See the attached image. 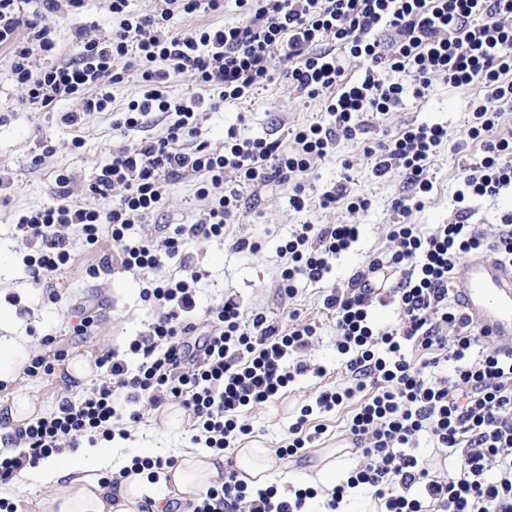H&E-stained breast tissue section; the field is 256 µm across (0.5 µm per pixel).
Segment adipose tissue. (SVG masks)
<instances>
[{
    "label": "adipose tissue",
    "instance_id": "1",
    "mask_svg": "<svg viewBox=\"0 0 512 512\" xmlns=\"http://www.w3.org/2000/svg\"><path fill=\"white\" fill-rule=\"evenodd\" d=\"M218 461L215 453L187 450L181 452L175 467L161 472L157 483H150L146 474L133 472L119 484H104L98 474L112 467V444L101 441L70 453L65 466L42 461L32 474L41 484L59 488L47 512H140L148 499L153 502L152 512H162L168 497L184 503L194 500L217 476Z\"/></svg>",
    "mask_w": 512,
    "mask_h": 512
}]
</instances>
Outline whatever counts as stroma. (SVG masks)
<instances>
[{
	"label": "stroma",
	"mask_w": 512,
	"mask_h": 512,
	"mask_svg": "<svg viewBox=\"0 0 512 512\" xmlns=\"http://www.w3.org/2000/svg\"><path fill=\"white\" fill-rule=\"evenodd\" d=\"M80 25L94 27L99 35H110L117 22L112 18L108 0H85L79 13L56 22L59 57L71 54L68 36L72 28ZM482 94V88L476 85L455 88L442 78H433L425 97L407 98L372 131L377 137L381 132L393 133L412 122L438 123L448 129L447 142L431 162L433 188L426 195L424 208L412 212L409 218L419 233H430L434 225L455 220L454 191L462 173L482 157L479 145L465 139V106ZM69 108L66 102L54 112H35L25 106L9 77L5 54L0 51V175L11 180L10 187L0 190V307L17 310V322L9 336L28 349H35L39 338L50 334L58 348L66 353L79 352L95 358L101 351L109 350L132 363L136 357L129 346L137 336L146 333L149 321L148 308L140 297L139 273L125 270L116 261L98 278H88L85 269L96 258L78 246L74 249L72 267L53 275L52 288H43L35 283L23 264L24 246L15 235L13 220L17 213L51 201L56 170L71 171L77 182L88 181L109 162L113 147L121 145L123 139L161 136L165 122L153 118L142 131L124 137L113 128V117L108 112L89 113L78 127L62 125L60 115ZM323 116L321 100L301 96L280 78L246 100L223 104L215 111H203L201 127L204 140L215 146L223 143L224 132L231 126L247 137L282 138L289 127ZM76 136L84 140L83 148L78 151L71 148V140ZM46 144L51 147L47 153L42 150ZM363 148L360 140L341 142L334 157L312 169L308 181L320 193L343 176H350L352 194L367 196L372 201L367 212H349L341 202L329 209L313 204L297 212L288 205L289 186L271 183L256 188L257 204L244 212L233 228L234 235L259 241L260 251L237 252L218 240L191 241L164 267L166 275L175 277L189 267L205 272V279L198 285L199 311H207L222 304L225 297L234 296L245 311L260 309L278 319L283 315L276 278L280 262L278 249L294 226L307 223L360 227L358 241L337 257L324 280L317 284L299 283L294 301L301 316L319 327V336L308 349L307 358L323 367L325 376L307 375L275 403L249 411L246 420L254 433L241 440V447L272 452L285 445L288 427L299 408L319 391L346 382L342 357L336 350L335 322L323 308V296L329 289L346 287L354 273L365 268L370 255L391 249L390 227L399 221L392 202L407 192L398 175L374 177ZM200 207L193 180L176 181L165 209L151 221L137 225L135 233L160 240L163 226L194 222ZM78 306L87 307L100 317L95 334L82 341L67 332V323ZM83 388V382L67 378L61 368L43 378L21 374L9 382L6 390L0 391V403L15 392L33 389L41 400L43 412L49 413L62 397L76 395ZM354 409V404L348 403L319 415L318 421L326 429L321 442L307 449L303 457L273 459L269 482L284 492L292 484L308 485L311 470L325 464H333L340 477L354 468L358 458L351 449L348 431ZM165 415L162 409H143L140 421L129 425L128 439L114 441L113 469H120L137 455L175 456L190 448V418H183L180 427L172 429L166 425Z\"/></svg>",
	"instance_id": "obj_1"
}]
</instances>
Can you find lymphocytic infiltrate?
Listing matches in <instances>:
<instances>
[{"label": "lymphocytic infiltrate", "instance_id": "1", "mask_svg": "<svg viewBox=\"0 0 512 512\" xmlns=\"http://www.w3.org/2000/svg\"><path fill=\"white\" fill-rule=\"evenodd\" d=\"M83 2L0 0V47L25 103L51 112L75 102L61 116L69 127L86 113L115 110L114 127L123 132L158 114L165 131L114 149L110 162L82 185L83 201L70 199L73 174L57 170L51 202L16 215L15 228L36 279L69 265L74 241L93 251L110 235L121 266L143 274L141 297L152 317L147 334L130 344L141 357L137 368L103 352L97 382L63 397L51 413L11 428L6 440L20 452L0 459V482L64 448L112 439L114 427L139 421L143 405H180L193 421L192 442L217 451L252 434L245 411L273 402L311 372L304 354L317 325L294 309L283 322L262 311L245 313L231 296L199 320L202 271L191 267L172 278L163 273L166 261L198 240H227L236 251L257 252L259 242L230 237L246 205L243 187L291 184L288 204L302 211L309 204L302 179L318 161L335 155L341 141L365 135L368 121L396 111L406 96L423 97L440 77L454 87L486 90L468 106L466 136L481 142L483 157L455 193L458 218L426 235L407 222L432 189L430 163L448 139L447 128L410 124L365 146L373 175L398 174L411 192L393 202L402 221L391 227L392 249L371 257L351 287L324 295L347 381L301 406L287 446L276 454L292 458L313 447L325 429L312 424V416L353 401L349 433L359 464L328 490L325 512H337L361 486L384 512H512V353L482 345L452 306L448 288L467 255L491 252L512 264L511 215L492 236L467 221L470 202L512 189V138L489 136L499 105H512V0H235L240 22L189 33L173 29L176 15L217 14L224 0H158L149 15L130 10L129 0H109L118 21L112 35L71 29L77 54L56 61L51 22ZM281 59L289 61L285 77L299 93L323 100L328 121L289 129L285 141L245 137L233 127L222 146L201 141L205 91L219 89L225 103L247 99L273 81ZM353 63L362 73L351 81L345 72ZM132 69L143 92L114 109L111 89ZM386 69L405 74V81L383 80ZM173 75L190 77V95H171ZM187 177L202 203L196 222L174 225L158 242L133 237L134 225L162 210L174 181ZM100 199L111 200V207H97ZM358 238L355 224L296 225L278 249L285 299L297 296V282L322 281ZM386 268L399 272V280L386 290L374 287L372 276ZM384 300L396 305L399 320L381 328L372 307ZM201 326L203 341L190 353L185 338ZM444 362L450 370L443 376L436 369ZM423 438L455 458L452 471L436 470L419 453ZM316 495L311 487L252 491L229 469L199 494L194 512H304Z\"/></svg>", "mask_w": 512, "mask_h": 512}]
</instances>
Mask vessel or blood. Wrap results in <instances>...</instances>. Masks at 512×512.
Masks as SVG:
<instances>
[{
    "instance_id": "vessel-or-blood-1",
    "label": "vessel or blood",
    "mask_w": 512,
    "mask_h": 512,
    "mask_svg": "<svg viewBox=\"0 0 512 512\" xmlns=\"http://www.w3.org/2000/svg\"><path fill=\"white\" fill-rule=\"evenodd\" d=\"M456 277L454 295L472 328L512 349V265L493 253L467 255Z\"/></svg>"
}]
</instances>
